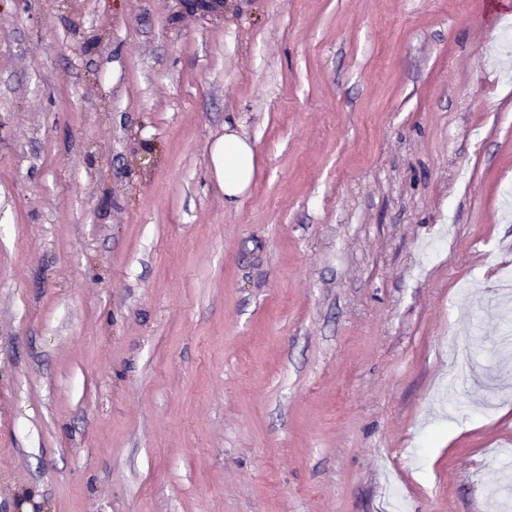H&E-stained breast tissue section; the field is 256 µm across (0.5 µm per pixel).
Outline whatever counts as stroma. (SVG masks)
I'll use <instances>...</instances> for the list:
<instances>
[{"label": "stroma", "instance_id": "1", "mask_svg": "<svg viewBox=\"0 0 512 512\" xmlns=\"http://www.w3.org/2000/svg\"><path fill=\"white\" fill-rule=\"evenodd\" d=\"M508 28L486 0H0V512H491ZM215 165L220 179H224V194L228 198L242 195L253 176L252 145L235 133L224 134L215 148Z\"/></svg>", "mask_w": 512, "mask_h": 512}]
</instances>
